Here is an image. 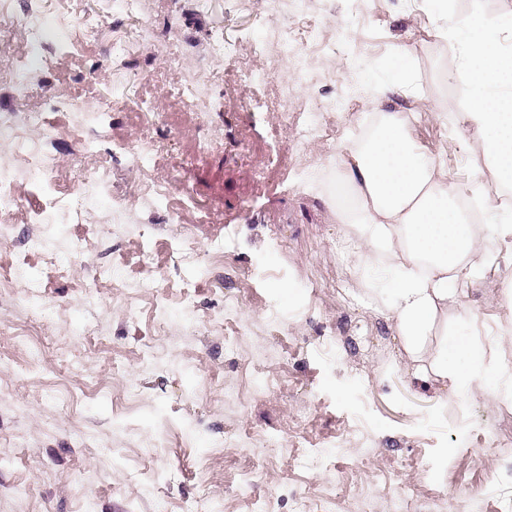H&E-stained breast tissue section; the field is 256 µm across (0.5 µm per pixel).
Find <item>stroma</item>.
Instances as JSON below:
<instances>
[{"mask_svg":"<svg viewBox=\"0 0 512 512\" xmlns=\"http://www.w3.org/2000/svg\"><path fill=\"white\" fill-rule=\"evenodd\" d=\"M141 12L148 49L116 0H48L39 49L0 48L1 71L22 62L35 77L23 102L0 82V125L26 129L27 112L42 111L58 130L49 141L29 132L46 157L39 185L0 147L19 196L0 215V264L26 275L0 284V512H182L203 494L230 512L266 499L274 512H306L327 495L333 512H397L403 499L410 512H512V401L479 384L443 398L413 380L380 313L351 297L360 285L319 189V139L299 145L278 126L282 111L316 102L344 141L356 116L343 101L397 112L447 183L464 188L487 166L484 134L457 123L468 90L444 34L474 12L512 14V0H312L304 15L268 0H142ZM339 23L341 43L310 58L306 82L285 60L275 82H241L265 64L256 49L274 33ZM217 44L224 53H212ZM403 47L427 95L381 98L386 62ZM202 67L211 78L184 106L171 88ZM71 98L99 112L86 130L97 155L81 157L75 115L53 108ZM144 138L165 149L139 174L127 156ZM80 168L108 174L82 210ZM159 185L170 190L163 207L151 199ZM35 212L42 223H30ZM224 233V259L209 263L208 243ZM37 237L48 251L31 249ZM488 246L497 267L449 305L448 325L512 376V238ZM148 265L160 287L122 288ZM187 294L192 325L180 312ZM228 296L241 313L219 335L209 322ZM160 302L171 323L156 336ZM254 368L267 389L234 399ZM230 431L245 454L211 450ZM315 448L331 451L327 468L294 467L292 455Z\"/></svg>","mask_w":512,"mask_h":512,"instance_id":"1","label":"stroma"}]
</instances>
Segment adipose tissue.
Wrapping results in <instances>:
<instances>
[{"mask_svg": "<svg viewBox=\"0 0 512 512\" xmlns=\"http://www.w3.org/2000/svg\"><path fill=\"white\" fill-rule=\"evenodd\" d=\"M512 20L492 24L480 13L463 17L447 36L463 57L469 89L461 124L484 131L487 169L469 186L486 201L489 185H512ZM337 179L354 204L337 208L341 234L353 244L354 271L367 295L381 301L398 349L417 382L467 392L473 383L512 399V380L490 367L469 337L448 328V303L481 271L494 267L489 236L512 237V224L474 223L459 193L416 142L396 112L364 113L338 155Z\"/></svg>", "mask_w": 512, "mask_h": 512, "instance_id": "adipose-tissue-1", "label": "adipose tissue"}]
</instances>
